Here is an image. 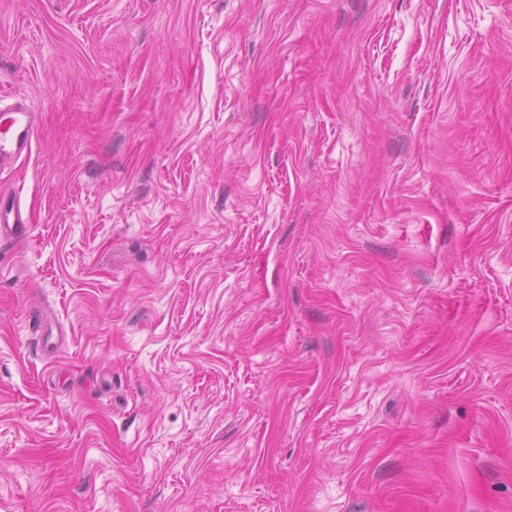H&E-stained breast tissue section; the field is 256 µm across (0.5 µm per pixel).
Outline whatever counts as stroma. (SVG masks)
Wrapping results in <instances>:
<instances>
[{
  "label": "stroma",
  "instance_id": "stroma-1",
  "mask_svg": "<svg viewBox=\"0 0 512 512\" xmlns=\"http://www.w3.org/2000/svg\"><path fill=\"white\" fill-rule=\"evenodd\" d=\"M0 512H512V0H0ZM0 167L31 149L34 113L23 105L0 108ZM28 221L23 219L15 195L0 194V240L3 238H18L29 229Z\"/></svg>",
  "mask_w": 512,
  "mask_h": 512
}]
</instances>
